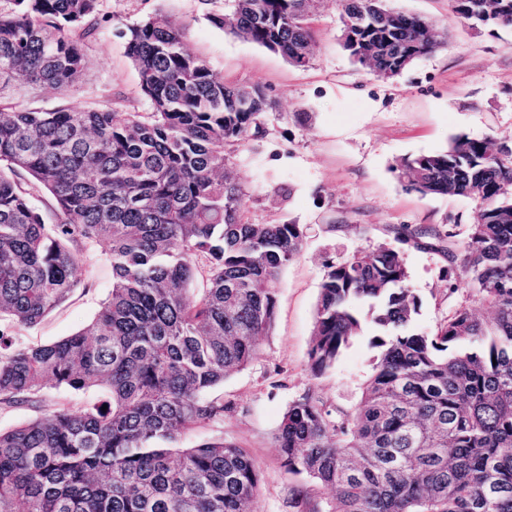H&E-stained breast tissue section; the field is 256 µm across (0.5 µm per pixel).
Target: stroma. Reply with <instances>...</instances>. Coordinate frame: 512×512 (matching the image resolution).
Wrapping results in <instances>:
<instances>
[{
  "instance_id": "obj_1",
  "label": "stroma",
  "mask_w": 512,
  "mask_h": 512,
  "mask_svg": "<svg viewBox=\"0 0 512 512\" xmlns=\"http://www.w3.org/2000/svg\"><path fill=\"white\" fill-rule=\"evenodd\" d=\"M389 4L447 34L443 47L390 80L369 74L343 48L339 0H320L315 9L312 59L304 67L215 26L213 16L229 12V0H100L102 19L85 47L77 91L28 85L16 97L19 107L31 109L108 104L116 112L149 111L120 32L142 19L168 16L186 25L188 48L226 83L258 84L275 99V110L261 118V133L235 146L226 170L246 193L251 223L303 225L304 246L271 284L276 321L259 339L257 358L216 389L233 412L177 442L192 448L221 436L246 448L260 472L259 512H293L292 482L280 468L275 442L290 401L311 387L342 408L353 406L378 353L367 324L332 369L312 375L308 350L326 261L381 244L396 251L422 299L417 325L428 333L459 306L482 318L488 313L471 290L450 291L462 273L449 270L443 253L401 243L392 232L400 224L437 226L450 230L449 246L461 250L476 219V201L405 191L394 166L442 150L461 134L512 142V29L472 27L448 0ZM79 277V288L39 324L15 328L19 343H50L91 326L112 289L103 247L84 253Z\"/></svg>"
}]
</instances>
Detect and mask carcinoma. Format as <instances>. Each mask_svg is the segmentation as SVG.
Segmentation results:
<instances>
[{"mask_svg": "<svg viewBox=\"0 0 512 512\" xmlns=\"http://www.w3.org/2000/svg\"><path fill=\"white\" fill-rule=\"evenodd\" d=\"M0 8V407H39L51 390L102 391L0 431V512H257L260 474L222 437L175 448L233 409L211 391L258 356L275 322L269 288L301 252L300 224H252L224 177L225 148L260 133L264 88L228 85L191 53L185 26H126L127 56L149 112L21 109L19 77L77 89L100 0H9ZM213 22L311 60L312 0H232ZM473 27L512 28V0H449ZM359 37L352 60L392 79L446 39L386 0H340ZM422 196L478 203L463 254L433 226L396 239L439 250L491 309L461 306L420 331L421 299L384 246L328 260L310 370L320 376L371 324L379 354L357 406L308 388L288 405L276 446L297 512H512V144L464 135L402 160ZM52 199V222L34 200ZM105 247L112 289L91 328L50 344L16 342L79 285L83 253ZM107 410H102V407ZM331 498L321 504L313 487Z\"/></svg>", "mask_w": 512, "mask_h": 512, "instance_id": "1", "label": "carcinoma"}]
</instances>
